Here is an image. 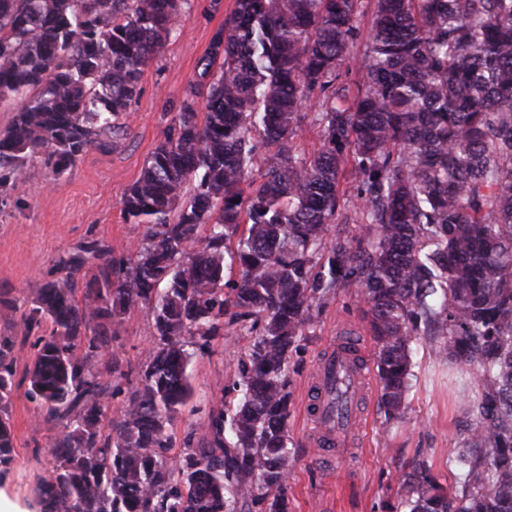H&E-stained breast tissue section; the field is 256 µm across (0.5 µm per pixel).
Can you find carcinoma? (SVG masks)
I'll return each instance as SVG.
<instances>
[{"instance_id":"1","label":"carcinoma","mask_w":512,"mask_h":512,"mask_svg":"<svg viewBox=\"0 0 512 512\" xmlns=\"http://www.w3.org/2000/svg\"><path fill=\"white\" fill-rule=\"evenodd\" d=\"M188 5L0 0V104L17 105L0 183L38 158L60 178L88 148L112 149ZM360 14L361 0H236L202 61L204 119L194 86L121 200L146 225L134 254L88 241L24 309L25 396L63 427L35 489L43 512H289L288 364L340 292L366 305L388 420L405 418L419 336L478 379L455 486L416 461L390 512H512V0H375L358 58ZM351 69L353 89L339 81ZM309 121L322 146L302 157ZM346 174L356 225L329 242ZM135 305L153 316L152 344L137 375L116 366L102 381L95 360ZM236 326L251 342L217 388L231 406L172 465L190 349ZM14 377L0 350V465Z\"/></svg>"}]
</instances>
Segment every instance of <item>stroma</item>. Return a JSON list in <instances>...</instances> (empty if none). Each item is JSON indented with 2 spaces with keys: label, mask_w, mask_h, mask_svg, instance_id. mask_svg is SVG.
<instances>
[{
  "label": "stroma",
  "mask_w": 512,
  "mask_h": 512,
  "mask_svg": "<svg viewBox=\"0 0 512 512\" xmlns=\"http://www.w3.org/2000/svg\"><path fill=\"white\" fill-rule=\"evenodd\" d=\"M235 8V0H191V8L157 57L145 67L139 94L117 147L90 148L63 177L34 162L24 180L0 187V340L11 339L8 353L16 372H24L32 352L20 301L32 297L54 260L83 242L100 239L114 256L128 255L146 227L127 222L121 198L138 179L150 153L162 140L172 112L178 111L196 84L210 41ZM356 295L338 293L321 308L309 336L288 364L291 404L288 429L294 461L288 472L291 512H386L395 502L401 475L417 460L425 461L444 487L456 483L455 450L476 418L477 384L454 361L436 360L426 344L414 355V379L408 395L407 422L387 423L379 404L374 344ZM151 313L133 306L116 339L100 356L97 371L109 379L113 363L138 368L153 339ZM352 341L363 360L364 387L357 407L361 427L340 441L335 468L326 469L315 445L319 437L311 413L322 360L336 346ZM250 344L247 331L225 330L196 353L190 365L195 396L168 430L170 455L178 457L188 432L202 434L209 410L222 409L217 384H230ZM12 462L0 479V499L16 512H42L33 490L52 467L49 450L60 428L35 403L14 390L10 406Z\"/></svg>",
  "instance_id": "35a3bbf8"
}]
</instances>
